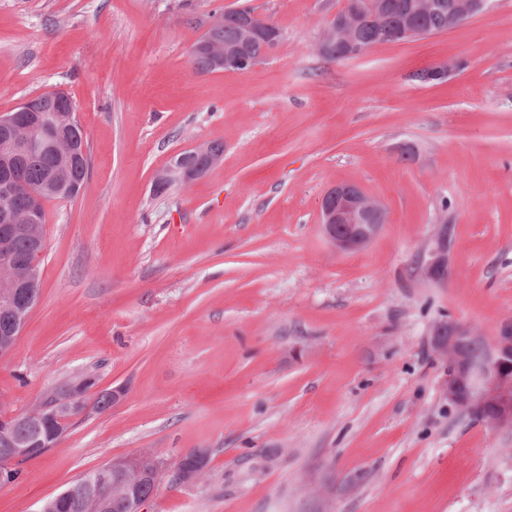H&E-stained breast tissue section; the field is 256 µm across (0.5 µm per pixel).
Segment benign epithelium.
Returning <instances> with one entry per match:
<instances>
[{"mask_svg": "<svg viewBox=\"0 0 512 512\" xmlns=\"http://www.w3.org/2000/svg\"><path fill=\"white\" fill-rule=\"evenodd\" d=\"M492 0H448V30H453L462 21H471L483 14ZM359 5L352 3L349 10L334 14L314 44L315 52L323 57L344 61L358 56L362 46L356 39L355 30ZM245 36L270 39L266 53L249 62L236 59L233 53L219 42L192 46L190 56L201 52L210 55L224 66H248L253 69L265 62L277 48V30L269 26L249 23ZM463 66L461 60L448 58L438 61L420 71L415 78L423 83L442 81ZM78 122L74 112H60L45 115L33 111L29 103L20 105L17 112L0 115V265L13 269V275L0 280V309L15 317V324L7 332L9 337L0 341V359L8 357L14 350L25 321L33 308L35 294L40 288L39 258L42 253L38 235L39 224L46 200L45 191L26 187L22 171V160L33 153H44L58 161V167L49 172L47 183L62 187L63 170L77 154L76 141L68 131ZM219 158L212 154L209 145L201 144L187 150V155L173 161L158 173L155 183L166 188L178 184L188 185L210 170ZM26 191L28 205L17 209L12 201L20 191ZM388 223V212L376 198L367 194L358 185L338 183L327 190L320 201V224L325 237L341 251H354L371 243ZM21 238L31 241L30 256L19 260L14 253V243ZM448 238L447 225L439 226L426 250L420 254L418 269L421 275L431 281L444 280L450 275L449 256L443 248ZM453 328V339L437 345L440 354L451 368L443 394L448 403L465 413H476L480 422L491 429L512 428V376L506 375L500 359V342L512 341V322L505 323L487 357L480 363L472 362L466 355L460 337H470L475 332L458 324L446 322L437 325L440 331ZM62 397L55 406L67 413L56 418L58 428L51 438L32 445L25 441L16 444L15 459L27 455L28 448H51L55 440L64 433L69 423L83 411V404L77 400L74 386L62 385ZM163 462L151 453L134 457L115 458L112 463L99 468L94 489L98 503L112 502V490L117 486L125 488V498L133 512H147L148 502L135 496V486L143 480L154 484L161 481Z\"/></svg>", "mask_w": 512, "mask_h": 512, "instance_id": "1", "label": "benign epithelium"}]
</instances>
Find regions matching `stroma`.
<instances>
[{"instance_id":"stroma-1","label":"stroma","mask_w":512,"mask_h":512,"mask_svg":"<svg viewBox=\"0 0 512 512\" xmlns=\"http://www.w3.org/2000/svg\"><path fill=\"white\" fill-rule=\"evenodd\" d=\"M342 5L0 0V114L64 91L90 157L80 194L45 203L40 298L0 360V409L84 376L124 390L0 484V512H39L115 458L194 451L201 477L160 483L149 512H512V430L449 405L433 337L512 320V0L333 62L313 46ZM243 6L279 48L197 74L208 14ZM448 57L464 69L413 80ZM211 142L217 165L153 194L173 155ZM337 183L389 214L356 251L321 230ZM443 222L451 273L429 281L417 261Z\"/></svg>"}]
</instances>
